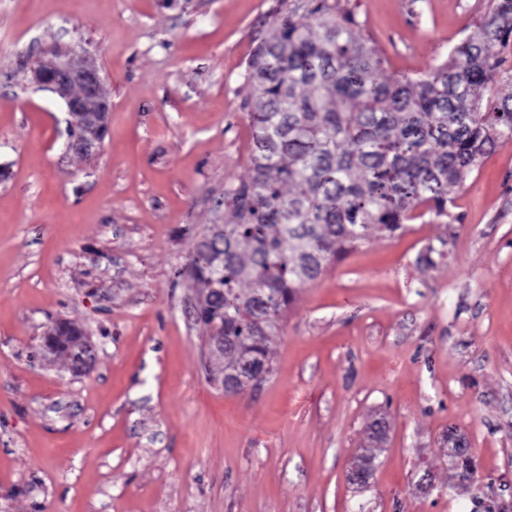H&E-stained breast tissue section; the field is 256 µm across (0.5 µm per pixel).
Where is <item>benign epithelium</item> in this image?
I'll return each mask as SVG.
<instances>
[{
    "label": "benign epithelium",
    "mask_w": 512,
    "mask_h": 512,
    "mask_svg": "<svg viewBox=\"0 0 512 512\" xmlns=\"http://www.w3.org/2000/svg\"><path fill=\"white\" fill-rule=\"evenodd\" d=\"M70 53L69 49L54 50L53 58L37 62L32 74L38 87L51 91L63 101L71 117L64 155L80 163L98 152L107 130L111 103L103 93V78L98 67L92 62L75 66ZM63 333V324L59 322L47 330L40 343L43 356L63 361L75 376L88 374L96 359L97 345L83 335L72 344ZM462 447V437L448 440L451 479L468 474V470L462 468Z\"/></svg>",
    "instance_id": "1"
}]
</instances>
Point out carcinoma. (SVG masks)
I'll return each instance as SVG.
<instances>
[{"mask_svg": "<svg viewBox=\"0 0 512 512\" xmlns=\"http://www.w3.org/2000/svg\"><path fill=\"white\" fill-rule=\"evenodd\" d=\"M510 42L512 0H491L443 64L388 80L341 0H283L247 66L251 173L224 192L231 222L190 256L224 368L245 356L268 375L267 343L299 288L373 229L448 217L451 188L512 142V88L484 94L512 72L491 53Z\"/></svg>", "mask_w": 512, "mask_h": 512, "instance_id": "1", "label": "carcinoma"}]
</instances>
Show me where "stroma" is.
<instances>
[{
  "instance_id": "obj_1",
  "label": "stroma",
  "mask_w": 512,
  "mask_h": 512,
  "mask_svg": "<svg viewBox=\"0 0 512 512\" xmlns=\"http://www.w3.org/2000/svg\"><path fill=\"white\" fill-rule=\"evenodd\" d=\"M347 2L390 78L440 65L489 8ZM280 3L0 0V512H470L477 487L512 502V142L454 189L447 223L372 231L300 288L261 384L224 391L186 313L194 247L250 173L244 75ZM67 45L112 104L78 164L30 72ZM56 321L97 343L87 375L40 355ZM452 428L476 487L448 483Z\"/></svg>"
}]
</instances>
